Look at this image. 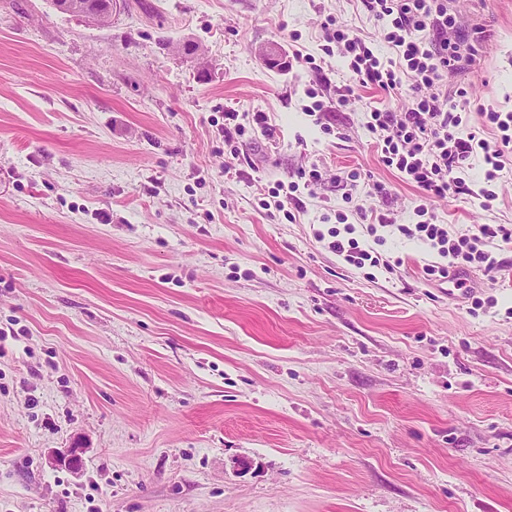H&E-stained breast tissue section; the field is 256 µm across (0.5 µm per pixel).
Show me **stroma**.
Returning <instances> with one entry per match:
<instances>
[{"label": "stroma", "mask_w": 512, "mask_h": 512, "mask_svg": "<svg viewBox=\"0 0 512 512\" xmlns=\"http://www.w3.org/2000/svg\"><path fill=\"white\" fill-rule=\"evenodd\" d=\"M448 11L479 38L449 92L512 113V0ZM329 16L389 55L355 0H117L106 26L0 0V512H512V248L454 291L390 229L391 270L317 241L420 203L365 128L410 99L340 100ZM228 112L272 137L230 154ZM490 186L439 223L512 225V164ZM245 119H248V126L243 123H235L233 125V131L231 127H227L225 124L224 128V144L229 147L230 153L237 154L239 139H242L247 133L248 129L253 132H257L260 129V132L264 136L271 137L272 136V125L268 123V117L264 112H255L251 117V120L247 115L244 116ZM296 178L297 181H290L287 185L283 182L277 183L276 187L269 190L271 197L280 198L274 201L276 210L287 213L288 210H285V202L288 203V199L295 197L294 193L299 191L300 182L304 190H308L309 193H312L314 187L321 180L322 175L316 166L312 165L308 170H300Z\"/></svg>", "instance_id": "stroma-1"}]
</instances>
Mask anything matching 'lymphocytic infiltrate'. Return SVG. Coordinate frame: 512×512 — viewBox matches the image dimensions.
I'll list each match as a JSON object with an SVG mask.
<instances>
[{"mask_svg":"<svg viewBox=\"0 0 512 512\" xmlns=\"http://www.w3.org/2000/svg\"><path fill=\"white\" fill-rule=\"evenodd\" d=\"M365 11L382 23V38L393 52L391 58L376 55L370 40L326 17L321 28L326 55L348 58L349 83L346 94L356 87L373 85L387 95L409 91L411 104L395 112L373 108L365 127L377 140L381 160L396 169L402 179L416 187L423 198L415 209L417 223L398 225L400 235L436 249L441 264H428L430 278H447L470 269L495 280L503 262L498 257L501 244L512 242V227L482 224L476 233L451 237L447 225L438 223L429 203L469 193L463 172L470 159L482 158L485 179H498L505 160L512 156V113L491 108L481 111L480 129L464 132L470 100L458 89L456 101H449L444 88L450 72L461 67L463 58L457 43L448 38L455 25L446 0H360ZM497 137L489 143L483 130ZM355 225L347 224L329 232V249L356 267L378 266L380 252L361 246Z\"/></svg>","mask_w":512,"mask_h":512,"instance_id":"f902f5d3","label":"lymphocytic infiltrate"}]
</instances>
